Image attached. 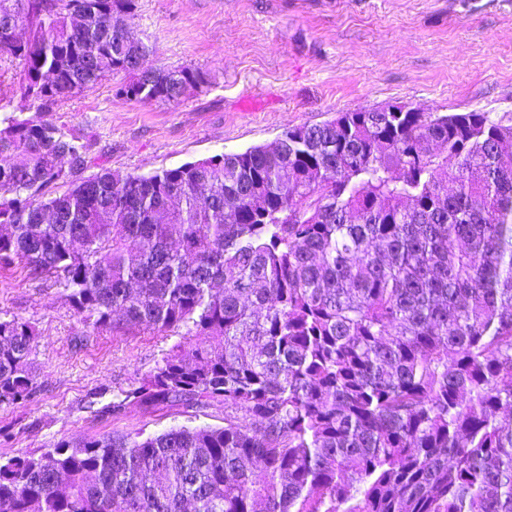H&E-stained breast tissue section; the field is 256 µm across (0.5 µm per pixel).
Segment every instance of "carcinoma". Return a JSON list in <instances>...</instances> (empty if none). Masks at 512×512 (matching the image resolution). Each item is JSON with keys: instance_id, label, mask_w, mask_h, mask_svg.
Returning a JSON list of instances; mask_svg holds the SVG:
<instances>
[{"instance_id": "1", "label": "carcinoma", "mask_w": 512, "mask_h": 512, "mask_svg": "<svg viewBox=\"0 0 512 512\" xmlns=\"http://www.w3.org/2000/svg\"><path fill=\"white\" fill-rule=\"evenodd\" d=\"M136 16L0 0L13 93L53 112L118 73L139 102L210 85L135 69L149 47L117 28ZM3 123L0 266L56 277L96 329L184 332L112 414L222 403L224 427L0 459V512H512V118L339 112L124 177L84 176L90 138ZM36 338L0 320V404L33 393Z\"/></svg>"}]
</instances>
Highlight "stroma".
<instances>
[{
  "mask_svg": "<svg viewBox=\"0 0 512 512\" xmlns=\"http://www.w3.org/2000/svg\"><path fill=\"white\" fill-rule=\"evenodd\" d=\"M131 31L150 49L144 67H197L211 85L141 103L115 96L119 74L44 113L93 138L100 168L122 175L265 145L339 112L403 104L512 116V0H138ZM12 318L38 333L35 389L0 406V456L112 432L223 427L219 404L112 414L117 394L180 336L93 328L54 279L20 261L0 269V320Z\"/></svg>",
  "mask_w": 512,
  "mask_h": 512,
  "instance_id": "35a3bbf8",
  "label": "stroma"
}]
</instances>
